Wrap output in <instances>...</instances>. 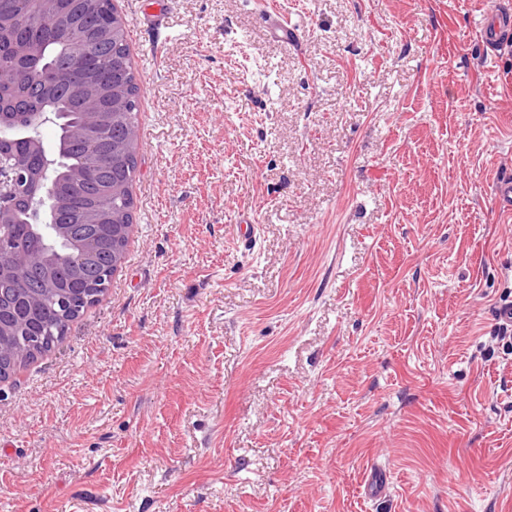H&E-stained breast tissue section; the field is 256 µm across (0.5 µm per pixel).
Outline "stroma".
<instances>
[{
  "label": "stroma",
  "instance_id": "obj_1",
  "mask_svg": "<svg viewBox=\"0 0 512 512\" xmlns=\"http://www.w3.org/2000/svg\"><path fill=\"white\" fill-rule=\"evenodd\" d=\"M156 2L134 232L0 385V512H512V0ZM488 20L481 28L482 42L493 49L503 42H507L511 36L512 13L509 10H491L487 13Z\"/></svg>",
  "mask_w": 512,
  "mask_h": 512
}]
</instances>
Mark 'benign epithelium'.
<instances>
[{"instance_id": "1", "label": "benign epithelium", "mask_w": 512, "mask_h": 512, "mask_svg": "<svg viewBox=\"0 0 512 512\" xmlns=\"http://www.w3.org/2000/svg\"><path fill=\"white\" fill-rule=\"evenodd\" d=\"M93 0H52L51 6L57 20L74 29L87 44L101 39V32L90 24V10ZM35 20V14L21 17L22 26L18 28L17 65L25 67L40 63L45 57V47L36 40L26 38L27 24ZM44 101L34 109L23 114L5 112L0 109V142H22L31 152L41 157L40 166L32 168L26 155L14 150L0 149V252L12 251L8 236L14 224H25L32 236V250L35 259L26 255L16 257L11 269L0 274L1 278L17 274L35 277L34 263L49 265L55 262L61 253L58 243L69 239L79 228L77 224H60L58 215L63 200L56 196L50 182L49 173L54 170L56 158L53 151L47 149L39 135V128L46 124H60V113L52 111L54 96L58 85L57 72L52 66L43 71ZM123 74L114 72L112 80V111H98L103 91L92 84L91 80L79 86L68 87V94L79 95L84 99V119L67 128L70 139L88 140L106 159L112 154V114L124 111Z\"/></svg>"}]
</instances>
